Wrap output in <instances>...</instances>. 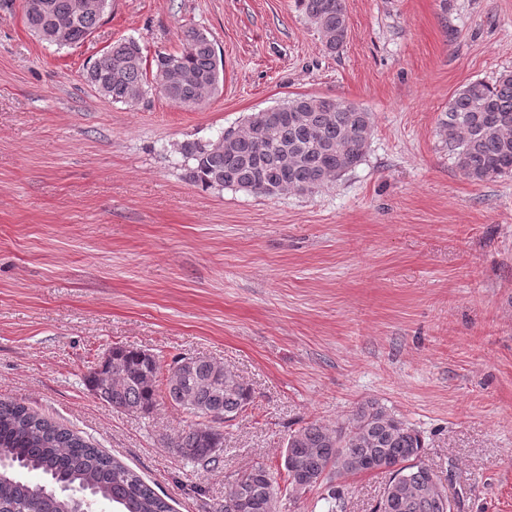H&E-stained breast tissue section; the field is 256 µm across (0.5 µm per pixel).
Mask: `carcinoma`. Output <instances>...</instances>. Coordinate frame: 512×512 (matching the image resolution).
Listing matches in <instances>:
<instances>
[{"label":"carcinoma","instance_id":"obj_1","mask_svg":"<svg viewBox=\"0 0 512 512\" xmlns=\"http://www.w3.org/2000/svg\"><path fill=\"white\" fill-rule=\"evenodd\" d=\"M109 0H24L25 22L41 41L59 48L79 44L98 26ZM325 48L336 53L348 32L344 0H297ZM155 70L170 100L195 105L220 82L223 64L207 34L191 28L176 53L147 61L134 38L110 45L84 74L102 97L132 104L147 93V68ZM258 111L213 140L179 147L191 182L204 188H235L274 196L313 192L360 165L373 133L372 114L348 101L300 95ZM439 135L460 173L473 183L512 174V71L489 83H467L448 102ZM185 357L163 369L159 356L113 347L92 369L87 384L103 402L146 413L158 391L174 406L199 418L172 441L186 463L213 468L224 435L200 419L228 421L251 403V391L230 368L208 358L182 367ZM424 439L415 427L379 404H361L332 428L312 422L289 435L283 457L284 484L259 463L227 493L224 512H277L283 497L321 490L327 512H342L344 498L333 475L390 472L376 512H454L438 477L421 462ZM104 501L118 512H171L139 475L73 430L28 407L0 401V512H92Z\"/></svg>","mask_w":512,"mask_h":512}]
</instances>
